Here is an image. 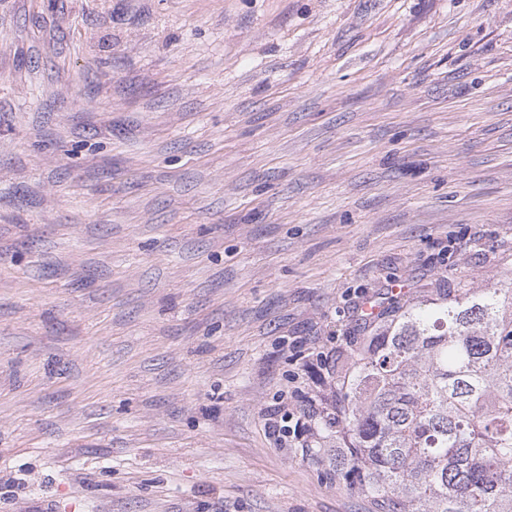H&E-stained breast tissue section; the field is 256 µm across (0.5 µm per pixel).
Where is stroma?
Here are the masks:
<instances>
[{
  "mask_svg": "<svg viewBox=\"0 0 512 512\" xmlns=\"http://www.w3.org/2000/svg\"><path fill=\"white\" fill-rule=\"evenodd\" d=\"M508 268L512 0H0V512H374L270 414Z\"/></svg>",
  "mask_w": 512,
  "mask_h": 512,
  "instance_id": "1",
  "label": "stroma"
}]
</instances>
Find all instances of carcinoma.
Instances as JSON below:
<instances>
[{"label": "carcinoma", "instance_id": "cac0c4a2", "mask_svg": "<svg viewBox=\"0 0 512 512\" xmlns=\"http://www.w3.org/2000/svg\"><path fill=\"white\" fill-rule=\"evenodd\" d=\"M335 354L329 468L378 512H512V288L442 274Z\"/></svg>", "mask_w": 512, "mask_h": 512}]
</instances>
